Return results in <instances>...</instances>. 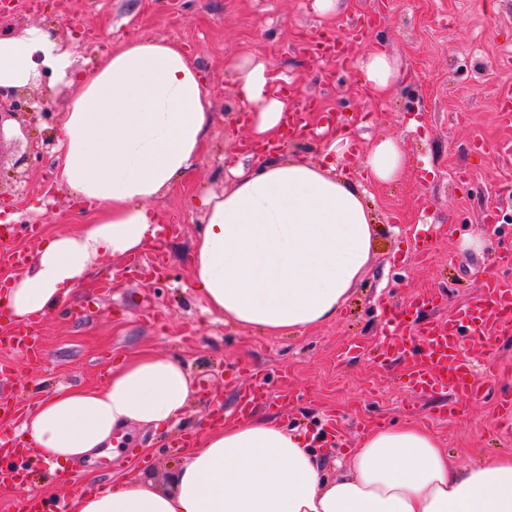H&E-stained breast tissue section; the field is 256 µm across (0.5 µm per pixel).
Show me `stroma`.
Wrapping results in <instances>:
<instances>
[{"instance_id":"obj_1","label":"stroma","mask_w":512,"mask_h":512,"mask_svg":"<svg viewBox=\"0 0 512 512\" xmlns=\"http://www.w3.org/2000/svg\"><path fill=\"white\" fill-rule=\"evenodd\" d=\"M312 0H39L30 8L17 0L0 18V29L49 26L90 62L103 51L140 36L180 41L196 64L214 102L215 120L194 169L151 206L162 230L152 245L165 263L158 274L133 269L129 257L99 262L87 289L45 315L37 326L42 356L30 360L17 349L0 351V433L20 424L16 407L33 408L62 386L93 387L111 366L150 351L185 363L199 389L182 421L154 431L132 427L112 443L118 456L94 458L66 471L43 462L29 473L28 487L53 497L66 476L92 489L113 476L155 489L168 488L182 453L173 446L183 433L236 420L235 406L260 373L270 394L281 379L295 390L288 402L262 408L297 429L330 464L333 474L355 448L367 422L410 421L440 442L457 467L512 455V423L502 421L493 396L460 400L440 389L416 395L409 388L413 356L381 363L378 351L390 333V312L411 298L444 294L438 307L408 309L412 323L445 316L477 296L483 279L500 272L502 245L512 241V157L497 143L512 138L500 124V92L512 87V0H338L335 19L311 10ZM359 54L386 51L401 72L385 99L373 101L356 71L332 60L315 61L303 50L317 32L342 37L373 14ZM258 58L288 78L284 88L297 107L315 102L328 119L358 118L343 177L364 183L376 223L368 269L336 319L286 336L239 328L205 312L190 289L192 244L204 222L198 199L223 193L232 181L224 157L248 139L239 117L237 84L228 61ZM399 139L410 164L387 185L369 183L364 167L372 145ZM13 209L37 226L26 237L9 235L25 258L12 268L20 277L28 257L50 235L83 227L82 205L56 182L55 161L33 171L25 195ZM494 222H486L488 213ZM352 340L362 349L346 350Z\"/></svg>"}]
</instances>
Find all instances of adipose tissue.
<instances>
[{
  "label": "adipose tissue",
  "mask_w": 512,
  "mask_h": 512,
  "mask_svg": "<svg viewBox=\"0 0 512 512\" xmlns=\"http://www.w3.org/2000/svg\"><path fill=\"white\" fill-rule=\"evenodd\" d=\"M53 28L0 31V86H74L57 137L59 181L89 201L80 232L50 236L32 270L0 304L16 321L52 310L83 287L95 263L126 256L156 237L150 203L191 172L214 123L213 102L183 45L142 36L94 69ZM369 98L399 78L384 52L350 61ZM250 136L280 134L291 106L273 93L265 63L230 65ZM322 157L274 154L246 167L229 162L233 186L200 199L204 229L193 243L191 286L224 323L284 336L333 320L368 264L376 228L361 183L340 177L349 134L316 128ZM409 164L402 142L375 143L365 158L374 183L397 180ZM196 393L185 364L148 352L112 369L101 385L47 395L17 431L24 447L62 464L91 458L123 426L168 428ZM75 512H512V456L466 470L413 423L364 431L329 476L307 440L272 418L207 431L183 459L175 486L158 491L121 479L73 502Z\"/></svg>",
  "instance_id": "1"
}]
</instances>
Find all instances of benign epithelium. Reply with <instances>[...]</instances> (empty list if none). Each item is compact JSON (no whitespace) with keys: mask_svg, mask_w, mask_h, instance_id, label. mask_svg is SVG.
<instances>
[{"mask_svg":"<svg viewBox=\"0 0 512 512\" xmlns=\"http://www.w3.org/2000/svg\"><path fill=\"white\" fill-rule=\"evenodd\" d=\"M52 98L46 94L32 95L28 88L3 90L0 88V144L6 138L4 125L15 122L20 134L8 139L15 147L11 158L14 170L13 192L21 195L27 190L29 175L33 167L42 162L44 156L54 145V141L45 138L33 141L29 138L28 127L37 118H47L51 114Z\"/></svg>","mask_w":512,"mask_h":512,"instance_id":"1","label":"benign epithelium"}]
</instances>
